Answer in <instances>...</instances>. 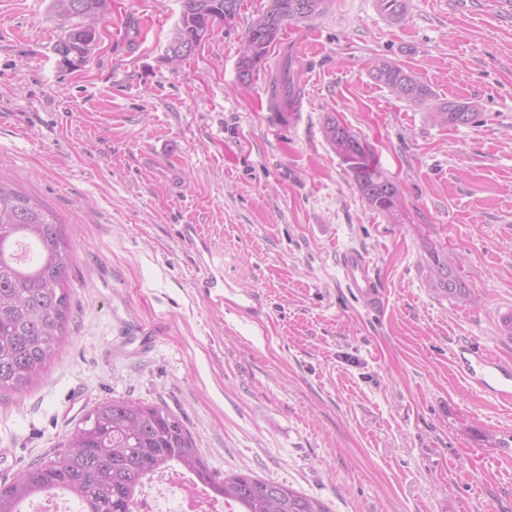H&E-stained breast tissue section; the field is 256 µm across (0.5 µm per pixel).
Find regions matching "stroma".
I'll use <instances>...</instances> for the list:
<instances>
[{"mask_svg":"<svg viewBox=\"0 0 512 512\" xmlns=\"http://www.w3.org/2000/svg\"><path fill=\"white\" fill-rule=\"evenodd\" d=\"M51 0H0V178L52 210L72 246L67 333L24 393L0 394V482L64 442L97 403L123 398L180 417L209 470L295 488L331 512H512V405L471 387L455 358L476 343L512 361V0H329L286 28L306 42L294 112L267 92L280 47L251 84L238 60L266 0L178 69L162 55L182 0H109L87 61L54 46ZM385 57L435 101L480 119L431 122L378 86ZM336 118L398 186L392 224L361 197L325 139ZM152 153L182 176L170 191ZM197 225L256 321L195 285ZM363 250L384 306L346 288ZM461 258L469 297L429 287L432 253ZM232 308L235 312L245 313L257 321L264 315L262 296L255 293L243 294L239 301H232Z\"/></svg>","mask_w":512,"mask_h":512,"instance_id":"35a3bbf8","label":"stroma"}]
</instances>
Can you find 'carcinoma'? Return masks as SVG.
Returning a JSON list of instances; mask_svg holds the SVG:
<instances>
[{
	"mask_svg": "<svg viewBox=\"0 0 512 512\" xmlns=\"http://www.w3.org/2000/svg\"><path fill=\"white\" fill-rule=\"evenodd\" d=\"M242 0H182L178 22L168 39L185 51L173 61L178 67L196 52L192 39L204 26L224 23V11H240ZM303 0H267L251 22L240 56L241 80L248 83L264 67L270 48L285 26L300 22ZM107 0H52L53 13L63 21L64 34L54 49L73 57L95 35ZM391 23L404 20L408 0H377ZM370 76L397 98L425 104L432 90L416 75L391 60L378 57ZM268 90L280 112L301 96L295 63L283 55L280 68L269 78ZM480 113L463 100L442 102L428 113L430 120L468 125ZM325 136L352 173L366 203L400 224L403 210L397 185L371 163L367 145L331 118ZM72 255L62 224L53 211L0 180V392L27 390L58 355L69 317V269ZM429 283L439 294L456 300L469 298L457 271V258L433 255ZM178 466L216 497L232 500L244 512H330L320 500L284 484L245 474L219 481L200 459L183 421L159 404L111 399L93 406L52 456L29 467L9 484L0 486V512H21L27 500L62 493L80 504V512H134L138 488L157 470Z\"/></svg>",
	"mask_w": 512,
	"mask_h": 512,
	"instance_id": "obj_1",
	"label": "carcinoma"
}]
</instances>
